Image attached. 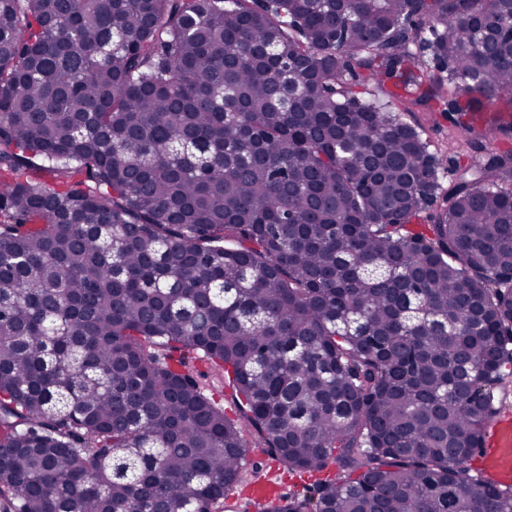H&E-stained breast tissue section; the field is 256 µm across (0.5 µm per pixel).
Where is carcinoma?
Masks as SVG:
<instances>
[{
	"label": "carcinoma",
	"mask_w": 512,
	"mask_h": 512,
	"mask_svg": "<svg viewBox=\"0 0 512 512\" xmlns=\"http://www.w3.org/2000/svg\"><path fill=\"white\" fill-rule=\"evenodd\" d=\"M510 29L512 0H0L3 512H210L252 448L338 464L310 512H512L470 466L512 365ZM434 113L436 114L431 119L425 115V112H417L416 115L425 129V136L433 145L431 148L448 155L454 143L448 131V121L442 118L439 112Z\"/></svg>",
	"instance_id": "cac0c4a2"
}]
</instances>
